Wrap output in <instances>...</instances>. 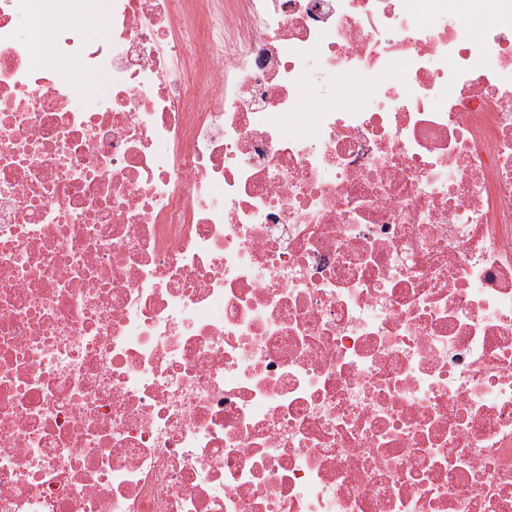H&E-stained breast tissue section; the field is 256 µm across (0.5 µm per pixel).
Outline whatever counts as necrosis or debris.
I'll use <instances>...</instances> for the list:
<instances>
[{"mask_svg":"<svg viewBox=\"0 0 512 512\" xmlns=\"http://www.w3.org/2000/svg\"><path fill=\"white\" fill-rule=\"evenodd\" d=\"M475 2L0 0V512H512Z\"/></svg>","mask_w":512,"mask_h":512,"instance_id":"1","label":"necrosis or debris"}]
</instances>
